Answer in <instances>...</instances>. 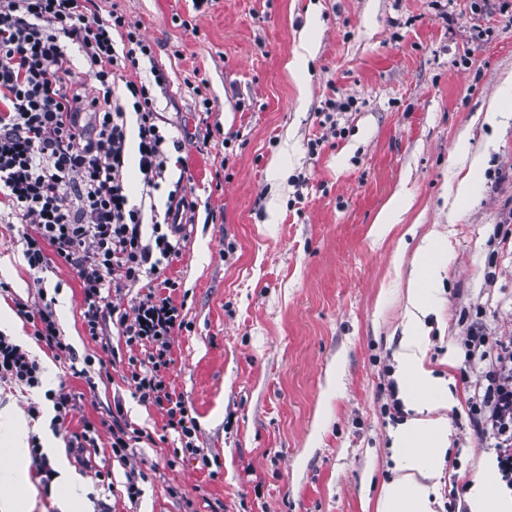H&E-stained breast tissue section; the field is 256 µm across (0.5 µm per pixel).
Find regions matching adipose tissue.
Listing matches in <instances>:
<instances>
[{
    "mask_svg": "<svg viewBox=\"0 0 512 512\" xmlns=\"http://www.w3.org/2000/svg\"><path fill=\"white\" fill-rule=\"evenodd\" d=\"M448 251L442 237L426 238L416 259V274L408 285L405 338L400 353L405 382V401L415 416L399 431L393 443V455L401 466L395 479L383 486L376 502V512H434L430 494L431 479L447 452L448 426L438 417L441 409L452 408L455 400L446 382L432 377L424 365L420 348L423 319L429 312L426 287L441 267ZM27 450V432L14 430L8 438V455L15 470L0 483V512H18L20 503L15 491L22 478L17 465Z\"/></svg>",
    "mask_w": 512,
    "mask_h": 512,
    "instance_id": "ef3b65f1",
    "label": "adipose tissue"
}]
</instances>
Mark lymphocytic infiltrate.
Segmentation results:
<instances>
[{
	"mask_svg": "<svg viewBox=\"0 0 512 512\" xmlns=\"http://www.w3.org/2000/svg\"><path fill=\"white\" fill-rule=\"evenodd\" d=\"M92 0H0V205L22 226L31 269L48 265L47 249L77 274L86 336H103L104 290L121 293L142 279L159 281L115 324L130 350L126 379L140 401L156 407L182 453L200 457L197 425L165 376L173 338L186 326L162 278L181 247L176 226L189 201L183 186L169 194L163 216H147L146 198L163 179L169 140L155 110L153 82L129 78L152 47L125 15L89 16ZM93 93H86V80ZM93 114L92 124L82 122ZM136 123L144 199H131L124 178L127 125ZM151 224V236L142 227ZM37 341L77 363L87 375L92 355L65 343L50 302L17 305ZM465 360L478 375L469 397L478 427L494 441L501 479L512 489V336L490 337L474 327L463 336ZM40 385V367L19 345L0 335V380Z\"/></svg>",
	"mask_w": 512,
	"mask_h": 512,
	"instance_id": "f902f5d3",
	"label": "lymphocytic infiltrate"
}]
</instances>
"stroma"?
I'll return each mask as SVG.
<instances>
[{"mask_svg":"<svg viewBox=\"0 0 512 512\" xmlns=\"http://www.w3.org/2000/svg\"><path fill=\"white\" fill-rule=\"evenodd\" d=\"M94 3L95 15L115 9L139 24L153 49L139 75L165 78L159 124L181 147L153 193L156 211L182 177L197 203L164 271L189 324L173 338L166 381L210 464L174 455L164 417L124 379L129 350L116 325L105 324L102 343L87 338L76 273L57 259L33 271L18 225L0 223V333L22 329L42 380L38 389L0 383V449L21 424L57 472L46 487L28 468L23 512H61L65 487L75 512H375L397 466L398 425L384 406L402 377L406 284L431 232L449 246L427 289L421 342L458 401L432 496L434 512H466L475 471L500 482L493 441L469 411L475 373L460 338L473 323L512 336V243L499 238L512 230V109L496 126L483 121L512 76V0ZM350 96L336 129L322 125L325 101ZM463 138L485 167L458 206L448 191L467 172L456 153ZM402 189L411 209L377 238V215ZM42 290L66 342L103 359L91 380L72 377L18 314L17 301L37 302ZM62 385L78 402L55 427L44 392ZM116 406L142 433L126 460L100 425ZM87 421L100 430L81 448Z\"/></svg>","mask_w":512,"mask_h":512,"instance_id":"35a3bbf8","label":"stroma"}]
</instances>
